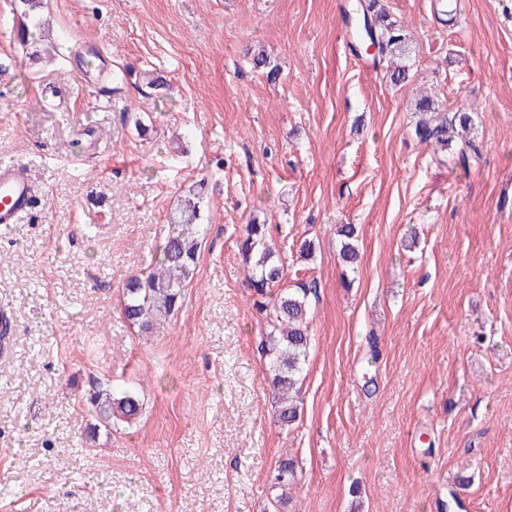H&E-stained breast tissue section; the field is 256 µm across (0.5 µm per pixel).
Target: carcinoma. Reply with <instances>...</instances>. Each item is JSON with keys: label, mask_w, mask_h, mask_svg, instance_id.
<instances>
[{"label": "carcinoma", "mask_w": 512, "mask_h": 512, "mask_svg": "<svg viewBox=\"0 0 512 512\" xmlns=\"http://www.w3.org/2000/svg\"><path fill=\"white\" fill-rule=\"evenodd\" d=\"M16 10L24 20L22 40L42 31L40 10L43 0H16ZM376 0L360 5L361 12L348 15L354 39L366 46L377 45L380 56H402L408 39L403 29L389 22L375 10ZM427 117L420 119L411 135L422 143L434 141L444 147L457 141L455 159L467 166L480 158V148L470 138L473 119L470 113L438 111L429 104L422 106ZM202 184L190 188L170 211L167 232L154 257L149 274H133L123 285V315L131 325L148 334L161 321L171 316L182 303L184 289L192 279L204 239L202 224ZM340 258L352 266L358 261L357 230L353 224L337 229ZM267 225L247 224L237 242L238 254L246 268L247 288L257 296L254 306L264 315L267 332L260 349L268 359V386L277 404V419L282 426L292 427L300 416V375L306 365L310 345L309 295L312 286L304 281L289 288L281 287L286 272L284 264L271 246ZM91 416L104 427L129 423L142 408L139 395L132 389L112 387L98 390L85 398ZM296 464L291 458L279 461L274 481L286 487L295 480Z\"/></svg>", "instance_id": "cac0c4a2"}]
</instances>
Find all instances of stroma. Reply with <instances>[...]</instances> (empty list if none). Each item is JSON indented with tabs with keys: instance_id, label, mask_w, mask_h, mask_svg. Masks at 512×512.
<instances>
[{
	"instance_id": "obj_1",
	"label": "stroma",
	"mask_w": 512,
	"mask_h": 512,
	"mask_svg": "<svg viewBox=\"0 0 512 512\" xmlns=\"http://www.w3.org/2000/svg\"><path fill=\"white\" fill-rule=\"evenodd\" d=\"M352 2L44 0L57 54L35 62L0 0V165L38 195L0 226V512H444L453 494L512 512V0H460L456 23L437 0H381L410 36L402 84L343 44ZM145 74L165 82L149 98ZM424 95L469 109L476 164L410 137ZM199 181L193 280L139 335L123 285ZM251 222L272 225L287 284L317 285L288 429L236 246ZM112 386L142 413L94 429L85 398ZM337 235L340 237V258L349 265L353 266L358 261L357 230L353 224H342L337 229Z\"/></svg>"
}]
</instances>
